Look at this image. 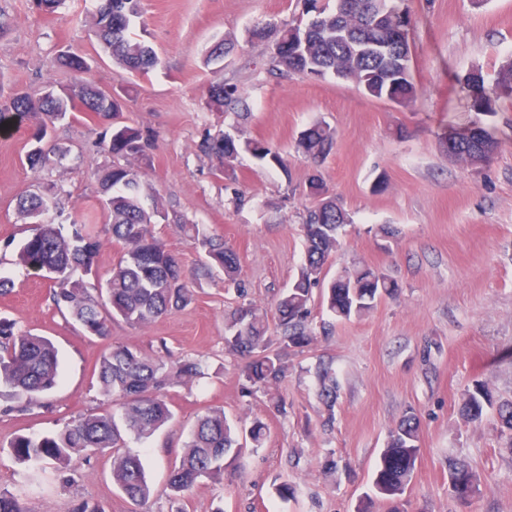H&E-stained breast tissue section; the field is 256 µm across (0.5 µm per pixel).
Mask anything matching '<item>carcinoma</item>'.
Returning <instances> with one entry per match:
<instances>
[{"mask_svg":"<svg viewBox=\"0 0 512 512\" xmlns=\"http://www.w3.org/2000/svg\"><path fill=\"white\" fill-rule=\"evenodd\" d=\"M302 17L288 23L255 24L250 38L273 42L271 72L293 73L310 79L333 76L349 81L363 93L380 100L411 104L418 94L411 59L410 43L398 44L393 34L399 28L409 31L412 18L404 0H303ZM387 13V23H374L377 11ZM142 17L141 0H96L95 37L102 50L122 70L147 75L157 68L155 49L135 31V19ZM54 65L73 75L63 86L48 81L34 91H21L0 101V130L10 129L25 119L35 121L37 133L27 151L28 167L40 172L58 161L53 150L43 146L48 128L74 117V110L94 114L103 130L97 151L112 156V166L98 178V201L106 214L103 232L80 215L70 217L69 229L44 222L43 216L56 205L63 188L48 184L19 202L23 218L33 224L31 233L17 246L19 264L45 273L51 282L55 307L66 308L88 334H109V321L119 317L132 327H143L174 311L187 307L193 294L178 255L159 237L158 221L175 224L202 253V269L224 276V287L234 289L238 305L224 320V350L243 360L241 389L247 397L261 393L270 407L286 411L278 387L288 374V356L302 352L318 340L309 324L314 289L320 290L321 304L336 319L349 320L367 314L383 296L393 295L398 286L367 266L337 276L325 283V265L336 253L340 229L352 223L336 198L325 195L323 180L312 175L306 195L320 200L306 210L302 223L306 256L288 290L275 304L276 317L269 322L266 313L246 300V286L239 280V257L210 235L200 224H191L175 210H167L155 200L144 204L146 187L143 169L153 164L154 138L136 125L112 124L124 109V98L113 94L108 100L100 89L83 78L89 69L87 59L64 52ZM473 107L491 110L485 78L478 68L464 78ZM496 98H512V56L499 66L492 88ZM237 89L222 83L211 86L207 108L222 112L239 101ZM336 132L315 123L300 133L297 147L314 164L332 151ZM495 129L474 123L448 134V156L469 166L482 165L499 149ZM199 150L212 163L216 175L236 181L234 161L243 153L262 164L288 171L279 149L270 144L242 138L237 133L205 132ZM122 246L121 255L106 280L105 288L87 286L73 278L81 267L90 269L104 241ZM201 373L196 360L169 363L134 346H114L99 360L97 382L107 396L123 400L122 423L109 414H87L66 424L53 434L40 438L18 436L9 447L17 459L32 469L47 461L65 468L72 456L90 452L111 453L112 483L130 500L141 502L152 492L144 466L136 455L123 451L125 435L148 438L171 417L166 401L169 388L191 381ZM320 396L325 404L336 401V377L329 368L318 372ZM59 380L58 350L39 335L15 329L0 318V399L9 401L3 413L26 414L36 398L53 390ZM462 415L479 424L485 409L496 410L502 429L512 432V401L494 402L486 384L474 380L462 395ZM246 444L228 423L223 410H212L201 417L184 452L170 472L168 489L174 494L189 490L197 481H224L234 471L235 461ZM419 428L414 412L408 411L390 432L373 480L375 494L390 503L389 512H405L401 496L418 460Z\"/></svg>","mask_w":512,"mask_h":512,"instance_id":"cac0c4a2","label":"carcinoma"}]
</instances>
